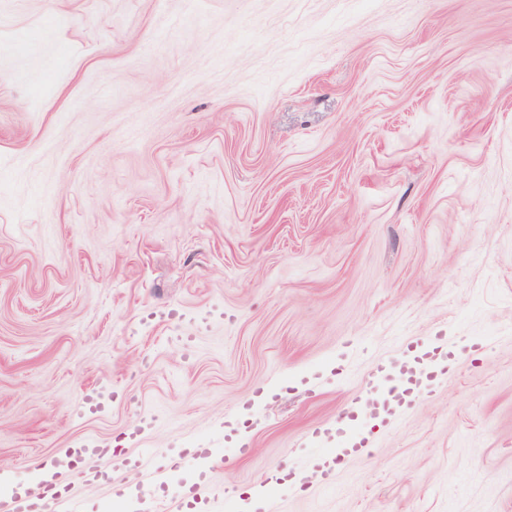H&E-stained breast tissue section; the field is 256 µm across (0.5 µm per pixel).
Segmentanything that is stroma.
Listing matches in <instances>:
<instances>
[{"label": "stroma", "mask_w": 512, "mask_h": 512, "mask_svg": "<svg viewBox=\"0 0 512 512\" xmlns=\"http://www.w3.org/2000/svg\"><path fill=\"white\" fill-rule=\"evenodd\" d=\"M443 330L433 395L281 512H512V0H0V471L91 437L84 512H211ZM228 420L246 456L178 465ZM161 456L158 448H140L139 453L129 465L141 478L149 480L150 486H163L166 484L167 472L158 461Z\"/></svg>", "instance_id": "35a3bbf8"}]
</instances>
